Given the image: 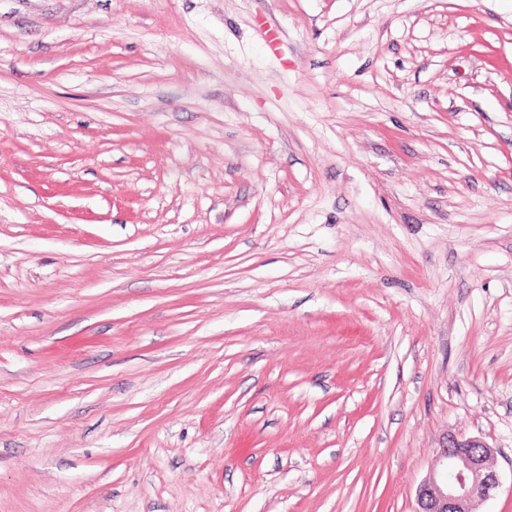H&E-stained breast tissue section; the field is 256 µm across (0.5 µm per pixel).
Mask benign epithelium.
Here are the masks:
<instances>
[{
  "mask_svg": "<svg viewBox=\"0 0 512 512\" xmlns=\"http://www.w3.org/2000/svg\"><path fill=\"white\" fill-rule=\"evenodd\" d=\"M443 471L430 476L416 493V512H481L499 486L495 450L480 437L450 435L440 449Z\"/></svg>",
  "mask_w": 512,
  "mask_h": 512,
  "instance_id": "1",
  "label": "benign epithelium"
}]
</instances>
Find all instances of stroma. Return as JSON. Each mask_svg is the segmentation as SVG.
Here are the masks:
<instances>
[{
    "mask_svg": "<svg viewBox=\"0 0 512 512\" xmlns=\"http://www.w3.org/2000/svg\"><path fill=\"white\" fill-rule=\"evenodd\" d=\"M512 512V0H0V512ZM440 458L444 469L419 486L415 512H483L500 484L494 448L480 437L448 435Z\"/></svg>",
    "mask_w": 512,
    "mask_h": 512,
    "instance_id": "obj_1",
    "label": "stroma"
}]
</instances>
